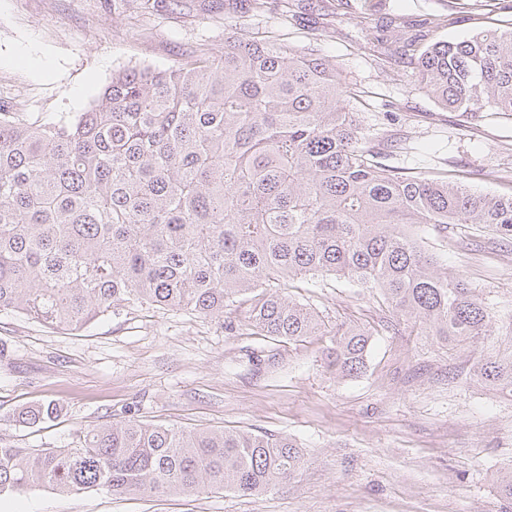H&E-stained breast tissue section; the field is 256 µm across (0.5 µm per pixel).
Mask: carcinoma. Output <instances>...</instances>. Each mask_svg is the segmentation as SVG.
<instances>
[{
	"label": "carcinoma",
	"instance_id": "1",
	"mask_svg": "<svg viewBox=\"0 0 512 512\" xmlns=\"http://www.w3.org/2000/svg\"><path fill=\"white\" fill-rule=\"evenodd\" d=\"M415 65L443 108L512 113V29L436 41ZM354 100L332 61L232 32L218 59L115 74L72 120L22 125L0 112V311L76 331L131 302L220 319L237 296L260 335L329 336L331 366L355 376L370 329H329L307 305L264 292L332 276L376 290L450 350L475 346L496 312L463 276L436 272L413 228L487 224L512 239V195L380 163ZM473 378L512 399V350L479 357ZM303 462L288 436L133 418L86 431L76 448L0 445V495H262ZM496 489L512 501V468Z\"/></svg>",
	"mask_w": 512,
	"mask_h": 512
}]
</instances>
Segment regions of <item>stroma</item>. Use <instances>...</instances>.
Listing matches in <instances>:
<instances>
[{
	"label": "stroma",
	"instance_id": "obj_1",
	"mask_svg": "<svg viewBox=\"0 0 512 512\" xmlns=\"http://www.w3.org/2000/svg\"><path fill=\"white\" fill-rule=\"evenodd\" d=\"M438 16L451 25L427 27ZM511 23L512 0H0V112L26 123L72 118L120 71L217 59L225 33H264L335 61L387 165L507 194L512 115L441 108L402 45L412 34L462 39ZM416 232L440 273L462 275L512 316V242L480 224ZM289 294L329 324L374 331L362 374L328 369L329 337L288 344L256 333L241 298L220 320L129 303L77 332L0 312L2 444L72 448L87 428L135 418L287 435L304 453L294 477L258 497L36 488L0 496V512H512L495 490L512 467V400L470 378L476 356L506 348L501 324L452 352L345 279L298 280ZM49 402L57 418L18 420Z\"/></svg>",
	"mask_w": 512,
	"mask_h": 512
}]
</instances>
